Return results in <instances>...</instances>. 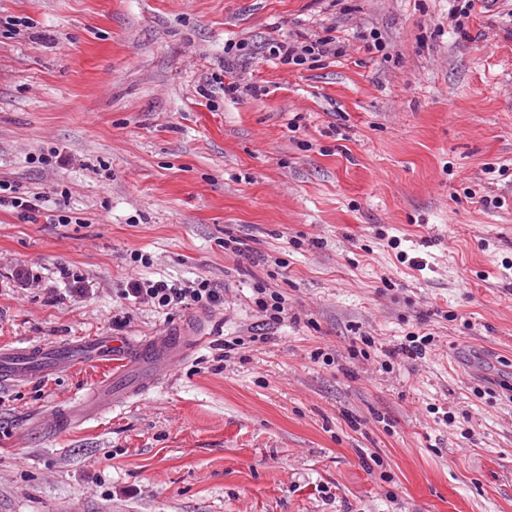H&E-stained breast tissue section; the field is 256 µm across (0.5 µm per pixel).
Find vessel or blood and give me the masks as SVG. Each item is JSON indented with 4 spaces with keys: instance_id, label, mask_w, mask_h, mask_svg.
<instances>
[{
    "instance_id": "vessel-or-blood-1",
    "label": "vessel or blood",
    "mask_w": 512,
    "mask_h": 512,
    "mask_svg": "<svg viewBox=\"0 0 512 512\" xmlns=\"http://www.w3.org/2000/svg\"><path fill=\"white\" fill-rule=\"evenodd\" d=\"M199 339L165 331L138 340L98 336L65 343H43L0 351V381L20 382L70 370L83 363L111 368V387L106 397L58 412L56 425L69 424L92 414L99 402L116 406L154 386L174 360L188 356Z\"/></svg>"
}]
</instances>
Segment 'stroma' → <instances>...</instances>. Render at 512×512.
Instances as JSON below:
<instances>
[{
  "label": "stroma",
  "mask_w": 512,
  "mask_h": 512,
  "mask_svg": "<svg viewBox=\"0 0 512 512\" xmlns=\"http://www.w3.org/2000/svg\"><path fill=\"white\" fill-rule=\"evenodd\" d=\"M453 5L0 0V180L44 196L34 222L0 207V348L205 337L77 424L52 419L96 367L0 383V512H512V0L463 35ZM327 31L342 56L264 57ZM218 69L265 94L223 98ZM62 189L75 221L47 223ZM201 277L222 306L123 297ZM258 286L288 306L264 343ZM413 333L425 358L387 357Z\"/></svg>",
  "instance_id": "35a3bbf8"
}]
</instances>
